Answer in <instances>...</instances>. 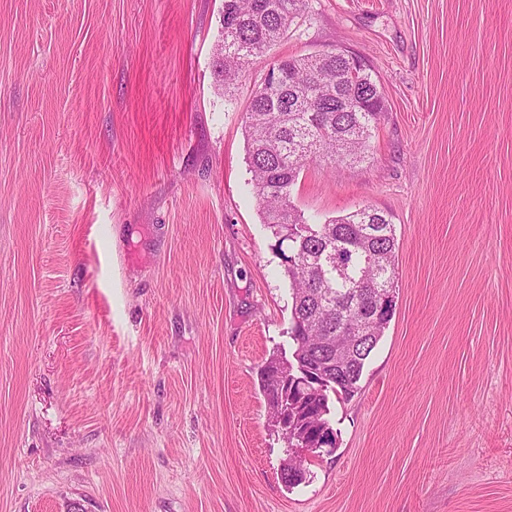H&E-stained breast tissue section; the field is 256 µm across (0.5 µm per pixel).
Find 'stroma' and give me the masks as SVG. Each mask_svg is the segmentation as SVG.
I'll return each instance as SVG.
<instances>
[{
  "instance_id": "35a3bbf8",
  "label": "stroma",
  "mask_w": 512,
  "mask_h": 512,
  "mask_svg": "<svg viewBox=\"0 0 512 512\" xmlns=\"http://www.w3.org/2000/svg\"><path fill=\"white\" fill-rule=\"evenodd\" d=\"M223 4L0 0V512H512V0H309L228 86ZM335 49L385 112L292 198L388 214L397 302L289 488L244 111L275 59ZM280 361V359L272 358L266 363L268 364L267 366H262L260 379L271 410L272 421L274 422V426L278 428L277 433L281 434V428L279 427L281 423L279 418L281 412L279 408H281L282 405L278 401L282 400L283 396L287 397V390L283 387L279 388L280 381L276 377L275 372L270 369V366Z\"/></svg>"
}]
</instances>
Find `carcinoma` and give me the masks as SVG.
I'll return each instance as SVG.
<instances>
[{"label": "carcinoma", "mask_w": 512, "mask_h": 512, "mask_svg": "<svg viewBox=\"0 0 512 512\" xmlns=\"http://www.w3.org/2000/svg\"><path fill=\"white\" fill-rule=\"evenodd\" d=\"M308 8V0H224L223 39L216 72L224 84L237 80L276 45ZM353 57L341 50L285 57L280 79L261 82L245 113L251 183L262 221L277 238L292 299L289 338L292 369L314 372L322 385L302 401L301 430L286 447L333 448L330 395L349 400L360 390L367 360L390 322L396 301L397 239L391 218L370 206L322 224L309 221L292 201L304 165L328 169L368 157L369 140L383 113L382 92L364 65L350 78ZM260 370L274 426L287 395L270 366ZM299 455L290 453L282 481L305 480Z\"/></svg>", "instance_id": "obj_1"}]
</instances>
